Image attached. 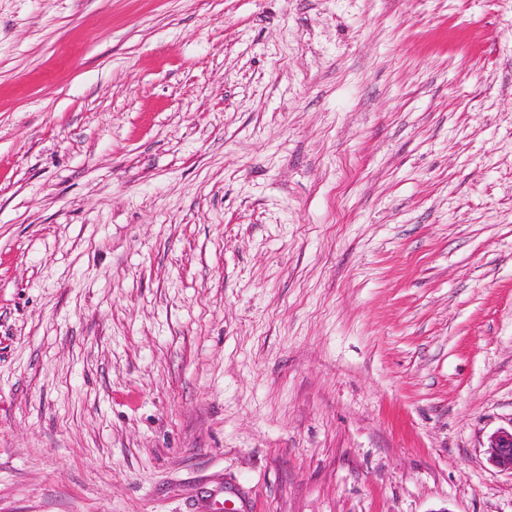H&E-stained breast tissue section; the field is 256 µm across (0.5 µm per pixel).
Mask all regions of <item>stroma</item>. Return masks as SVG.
<instances>
[{
    "label": "stroma",
    "mask_w": 512,
    "mask_h": 512,
    "mask_svg": "<svg viewBox=\"0 0 512 512\" xmlns=\"http://www.w3.org/2000/svg\"><path fill=\"white\" fill-rule=\"evenodd\" d=\"M512 0H0V512H512ZM488 453L490 463L501 470L512 473V427L497 431L490 437Z\"/></svg>",
    "instance_id": "obj_1"
}]
</instances>
